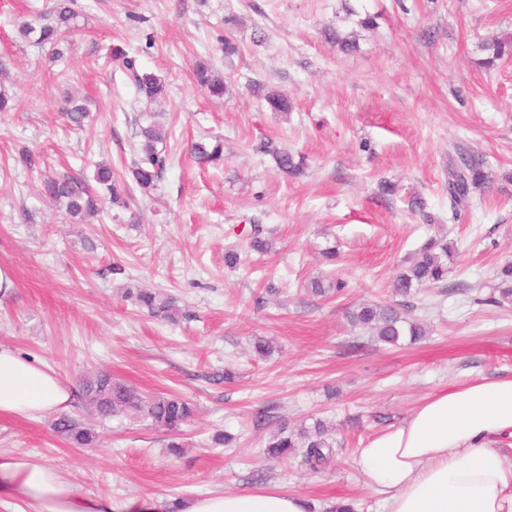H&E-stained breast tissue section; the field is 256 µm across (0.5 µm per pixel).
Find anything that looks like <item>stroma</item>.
Instances as JSON below:
<instances>
[{
    "label": "stroma",
    "instance_id": "stroma-1",
    "mask_svg": "<svg viewBox=\"0 0 512 512\" xmlns=\"http://www.w3.org/2000/svg\"><path fill=\"white\" fill-rule=\"evenodd\" d=\"M55 3L0 0V267L16 288L0 302V346L76 392L68 415L97 441L70 443L51 414L0 416V452L36 455L93 497L166 506L279 490L313 512L347 500L381 512L353 464L359 448L443 387L512 377V305L488 301L512 264V57L482 64L485 43L512 35V0H72L75 29L53 59L20 26L52 23ZM329 26L357 50L327 42ZM117 47L161 79L163 97L140 96ZM200 63L223 77V98L198 86ZM271 90L289 112L270 110ZM72 99L90 112L80 130L62 116ZM152 125L167 134L166 165L127 207L79 222L40 195L48 171L89 179L104 162L125 175ZM201 139L222 142L220 162L189 156ZM24 148L35 166L16 163ZM276 149L304 157L302 173L281 171ZM459 152L485 158L490 182L453 212ZM255 224L267 254L250 247ZM431 237L458 255L446 288L410 299L427 336L389 346L352 326L349 309L395 301L403 261ZM317 279L346 287L316 296ZM134 286L176 297L178 321L139 309L125 296ZM101 371L197 405L181 455L150 421L103 419L80 399ZM318 421L334 443L327 466L265 455L273 432ZM218 429L229 446H212Z\"/></svg>",
    "mask_w": 512,
    "mask_h": 512
}]
</instances>
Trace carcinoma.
I'll return each mask as SVG.
<instances>
[{
  "label": "carcinoma",
  "instance_id": "cac0c4a2",
  "mask_svg": "<svg viewBox=\"0 0 512 512\" xmlns=\"http://www.w3.org/2000/svg\"><path fill=\"white\" fill-rule=\"evenodd\" d=\"M54 22L35 29L27 24L20 27L23 36L36 35L35 42L52 49L58 54L57 46L63 34L72 30L74 12L69 0H57L54 10ZM327 41L336 44L341 51L356 49L355 40L329 27L324 31ZM489 56L484 65L491 69L496 62L512 53V36L497 39L484 46ZM126 68L132 71L139 93L149 102H154L164 94V85L151 75H140L135 71L133 60H124ZM197 81L214 96L224 94V79L213 73L205 65L196 70ZM263 99L274 112H286L290 109L288 97L277 91L263 95ZM143 141L138 148L136 159L129 168L130 181L140 190L153 188L159 173L165 166V157L157 149L165 135L156 126L142 130ZM223 146L197 141L191 144L190 153L204 161H216L222 156ZM278 167L290 174L302 170L303 160H295L288 151L275 152ZM94 180L104 187L113 204L124 203L128 192V182L113 177L112 167L105 163L95 165ZM488 174L485 172V160L479 156H460L459 160L448 164V197L457 207L469 201L476 189L485 187ZM41 194L53 203L61 205L73 218L95 215L100 211L101 195L91 190L83 180L69 176H46L41 181ZM457 251L452 243H442L434 238L426 240L404 261L396 275L394 292L407 298L419 287L439 288L448 280V273L454 263ZM501 286L499 295L492 302L503 305L512 301V265H506L499 271ZM126 296L148 311L153 317L176 321L178 308L176 299L166 293L149 291L143 288H129ZM411 307L407 302L384 305H364L349 312L352 325L368 329L377 340L391 346L400 344L404 339L415 342L425 336V330L416 320L406 316L404 310ZM82 394L85 400L102 418L117 416L132 410L144 419H148L160 429L172 433L179 432L182 425L191 422L197 412L196 405L177 395L143 397L134 389L112 378V374L99 372L82 382ZM55 430L66 436L74 444L88 446L95 443V434L88 428H81L70 418L62 417L54 425ZM265 453L275 459L293 458L300 464L317 469L329 462L333 456V444L327 440L326 429L321 422L312 428H300L295 432L280 429L273 433L265 446Z\"/></svg>",
  "mask_w": 512,
  "mask_h": 512
}]
</instances>
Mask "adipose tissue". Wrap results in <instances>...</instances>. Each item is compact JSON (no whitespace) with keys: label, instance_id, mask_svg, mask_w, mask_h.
Wrapping results in <instances>:
<instances>
[{"label":"adipose tissue","instance_id":"obj_1","mask_svg":"<svg viewBox=\"0 0 512 512\" xmlns=\"http://www.w3.org/2000/svg\"><path fill=\"white\" fill-rule=\"evenodd\" d=\"M69 388L49 368L0 347V415L38 420L69 410ZM512 378L476 379L428 396L373 437L353 463L383 512H512ZM0 506L10 512H158L155 499L91 498L33 456L0 453ZM186 512H306L280 491L194 500Z\"/></svg>","mask_w":512,"mask_h":512}]
</instances>
